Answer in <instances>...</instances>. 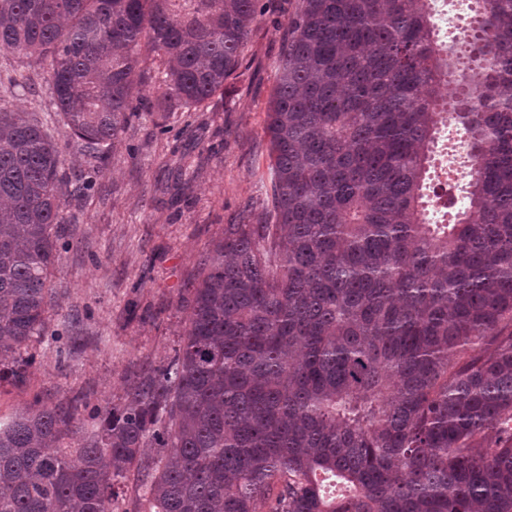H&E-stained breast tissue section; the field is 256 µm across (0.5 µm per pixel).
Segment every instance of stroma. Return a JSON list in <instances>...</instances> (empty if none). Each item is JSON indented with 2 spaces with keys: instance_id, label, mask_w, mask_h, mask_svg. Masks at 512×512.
Listing matches in <instances>:
<instances>
[{
  "instance_id": "stroma-1",
  "label": "stroma",
  "mask_w": 512,
  "mask_h": 512,
  "mask_svg": "<svg viewBox=\"0 0 512 512\" xmlns=\"http://www.w3.org/2000/svg\"><path fill=\"white\" fill-rule=\"evenodd\" d=\"M295 5L258 0L242 66L204 106L176 113L169 133H160L155 113H137L98 161L57 127L66 172L96 170V185L64 201L48 328L22 349L34 357L25 382H0L1 418L36 400L122 405L138 375L173 356L188 315L186 290L213 242L225 225L268 218L266 109ZM13 69L31 80L0 85V106L53 111L39 66L0 50V70Z\"/></svg>"
}]
</instances>
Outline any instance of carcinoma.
<instances>
[{
  "mask_svg": "<svg viewBox=\"0 0 512 512\" xmlns=\"http://www.w3.org/2000/svg\"><path fill=\"white\" fill-rule=\"evenodd\" d=\"M433 2L297 0L270 219L224 226L182 344L124 405L0 423V512H112L131 474L148 512H512V0H471L465 58ZM256 4L0 0V50L39 59L98 158L143 108L165 130L224 90ZM448 126L470 170L451 214L429 194ZM63 165L48 124L0 107V381L47 328L64 189L94 181Z\"/></svg>",
  "mask_w": 512,
  "mask_h": 512,
  "instance_id": "1",
  "label": "carcinoma"
}]
</instances>
